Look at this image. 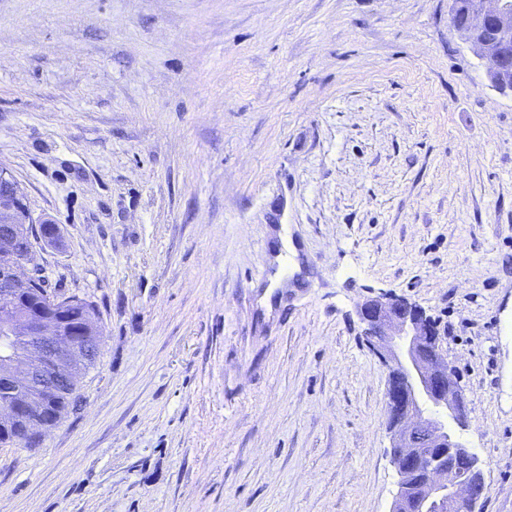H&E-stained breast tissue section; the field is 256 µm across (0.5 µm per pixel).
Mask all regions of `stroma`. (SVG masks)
I'll use <instances>...</instances> for the list:
<instances>
[{"label": "stroma", "instance_id": "35a3bbf8", "mask_svg": "<svg viewBox=\"0 0 512 512\" xmlns=\"http://www.w3.org/2000/svg\"><path fill=\"white\" fill-rule=\"evenodd\" d=\"M0 166L104 331L0 512H390L385 292L512 512V94L448 0H0Z\"/></svg>", "mask_w": 512, "mask_h": 512}]
</instances>
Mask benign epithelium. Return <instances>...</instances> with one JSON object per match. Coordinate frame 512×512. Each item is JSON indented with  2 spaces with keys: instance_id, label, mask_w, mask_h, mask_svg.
I'll return each mask as SVG.
<instances>
[{
  "instance_id": "obj_1",
  "label": "benign epithelium",
  "mask_w": 512,
  "mask_h": 512,
  "mask_svg": "<svg viewBox=\"0 0 512 512\" xmlns=\"http://www.w3.org/2000/svg\"><path fill=\"white\" fill-rule=\"evenodd\" d=\"M451 16L473 53L486 63L489 85L512 93V0H470ZM0 211L6 223L24 230L34 223L23 192L0 167ZM33 252L17 255L8 237L0 238V390L45 398L73 389L96 359V340L71 321L67 305L44 293L34 302L19 300L33 285ZM363 334L388 367L387 426L400 475L391 512H469L484 490L478 458L448 428V421L469 425L467 400L453 368L442 357L435 323L426 311L404 298L383 293L361 305ZM45 408L26 402L0 404V424L26 420Z\"/></svg>"
}]
</instances>
